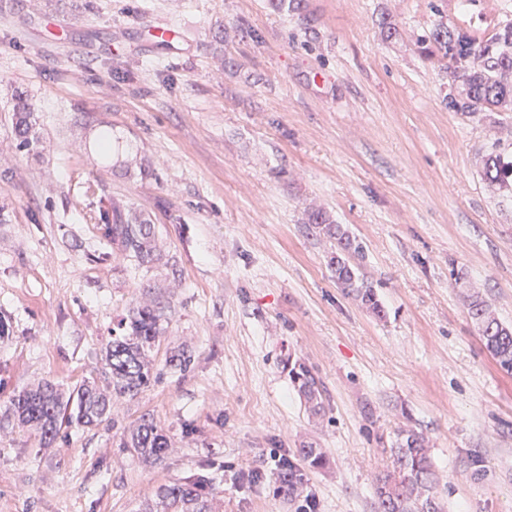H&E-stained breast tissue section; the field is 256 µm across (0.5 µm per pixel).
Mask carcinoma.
I'll list each match as a JSON object with an SVG mask.
<instances>
[{"instance_id":"1","label":"carcinoma","mask_w":512,"mask_h":512,"mask_svg":"<svg viewBox=\"0 0 512 512\" xmlns=\"http://www.w3.org/2000/svg\"><path fill=\"white\" fill-rule=\"evenodd\" d=\"M434 50L448 63L452 81L465 87L464 101L452 100L449 107L461 112H512V20L498 24L487 39H477L460 29L439 23L431 32ZM17 146L27 149L31 143L34 113L22 96L12 107ZM482 179L503 190L512 191V158L491 152L485 156ZM104 236L138 268L149 269L162 260L156 243V225L112 204L101 207ZM308 223L329 242L327 266L336 285L354 297L379 319L386 316L376 289L357 263L362 247L341 224H334L326 213L317 210ZM170 305L152 298L129 308L126 316L112 327V339L102 358L101 378L86 381L65 394L59 385L44 381L12 399L8 414L0 416V430L21 427L36 431L40 444L51 448L61 428L99 426L113 423L114 404L133 398L159 382L162 372L152 351L167 322ZM468 312L477 325L483 343L498 365L512 372V326L494 316L490 305L479 295L469 299ZM289 379L304 401L309 415L325 412L322 389L305 362L288 364ZM121 447L156 463L164 460L171 438L158 422L143 415L128 428ZM392 469L376 478L377 512H439L435 491V473L425 439L413 430H402L390 448ZM298 461H288L281 473L288 496L297 498L305 485L303 469L321 468L326 463L322 449L305 443L297 450ZM215 489L204 479L176 480L158 488L146 503L144 512H213Z\"/></svg>"}]
</instances>
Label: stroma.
Instances as JSON below:
<instances>
[{
  "label": "stroma",
  "instance_id": "35a3bbf8",
  "mask_svg": "<svg viewBox=\"0 0 512 512\" xmlns=\"http://www.w3.org/2000/svg\"><path fill=\"white\" fill-rule=\"evenodd\" d=\"M0 3V413L38 382L97 375L138 298L170 304L162 379L114 424L51 448L0 434V512H140L192 475L220 512H296L279 462L305 442L327 457L307 472L314 512H376L402 428L429 441L441 512H512V373L468 314L477 294L512 325V194L481 179L487 153L512 157V112L449 109L461 89L421 44L441 21L490 36L512 0ZM159 24L184 40L157 43ZM103 200L152 219L156 268L113 249ZM315 209L361 243L385 318L337 287ZM174 349L187 371L165 368ZM292 359L322 382L323 418ZM144 414L175 442L158 464L119 446ZM15 112L14 134L19 149H28L31 143V132L34 122V113L31 104L22 96L16 98L12 107ZM288 376L304 401L306 411L312 417H321L325 412L322 401V389L311 369L301 360L288 362Z\"/></svg>",
  "mask_w": 512,
  "mask_h": 512
}]
</instances>
